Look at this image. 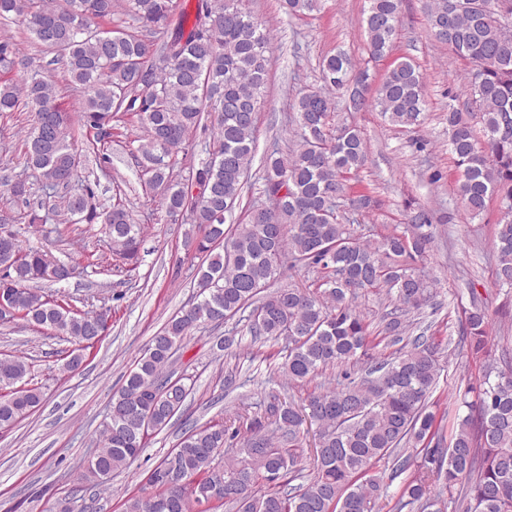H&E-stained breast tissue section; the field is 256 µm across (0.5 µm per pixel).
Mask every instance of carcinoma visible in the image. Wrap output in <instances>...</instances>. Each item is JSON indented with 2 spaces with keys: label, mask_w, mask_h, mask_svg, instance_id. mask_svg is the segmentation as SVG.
<instances>
[{
  "label": "carcinoma",
  "mask_w": 512,
  "mask_h": 512,
  "mask_svg": "<svg viewBox=\"0 0 512 512\" xmlns=\"http://www.w3.org/2000/svg\"><path fill=\"white\" fill-rule=\"evenodd\" d=\"M322 0H284L290 15L317 10ZM401 0H366L361 25L369 59L377 62L399 36ZM115 0H0V17L22 18L33 40L63 66L83 97L78 125L57 104L51 70H30L21 83L0 81V112L24 103L36 121L24 139L27 167L39 172L45 198L30 202L24 181L0 182L25 204L15 221L46 224L64 215L73 224H100L112 259L135 264L142 226L122 197L105 206L86 186L71 192L80 163L78 133L95 147L111 138L112 122L138 116L147 137L136 147L140 177L160 191L172 221L188 216L205 226L187 247L205 259L197 268L199 299L171 317L113 395L100 432V447L74 479L60 512H90L86 500L112 494V475L132 464L153 434L167 427L193 392L194 377L170 369L193 329L234 318L246 323L253 342L282 341L281 386L288 389L334 368L335 382L297 404L273 397L262 413L243 407L227 420L185 430L149 477L154 491L129 496L124 512H192L226 506L232 512H381L389 499L375 464L392 462L410 472L389 512H445L454 495L464 512H512V364L487 366L475 399H461L450 440L447 415L429 410L440 363L437 347L419 335L384 358L370 355V336L357 299L384 293L392 308L383 316L390 341H403L410 319L440 306L435 284L413 266L432 247L431 218L423 210L401 232L376 242L351 226L370 207L367 195L346 197V177L361 169L367 145L360 130L334 123L330 92L348 93L355 112L377 110L393 126L416 128L427 106L423 75L402 57L373 84L369 66L342 52L323 59L322 84L299 94V138L286 151L275 146L263 161L266 203L245 224L224 226L239 204L256 151L258 105L271 64L270 32L251 13L248 0L183 3L172 23V0H127L131 30L112 27ZM512 0H428L430 32L470 64L463 91L448 89V147L458 168V200L470 218L499 204L493 239L496 276L512 290V37L504 12ZM19 50L0 41V71L18 64ZM465 97L463 107L456 102ZM477 113L483 137L469 115ZM211 130L206 157L187 160L189 135ZM199 179L201 195L189 194ZM317 274L305 288L264 293L284 266ZM0 288L7 289L12 318L75 339L63 368L76 370L83 351L108 329L112 307L80 310L68 300L28 284L65 282L74 267L23 245L18 234L0 238ZM489 315L477 304L463 333L474 353L487 344ZM32 365L24 356L0 358V429L10 428L41 404ZM318 427L313 471L304 483L300 448L304 425ZM243 438L239 448L233 447ZM421 447L413 460L408 449Z\"/></svg>",
  "instance_id": "carcinoma-1"
}]
</instances>
